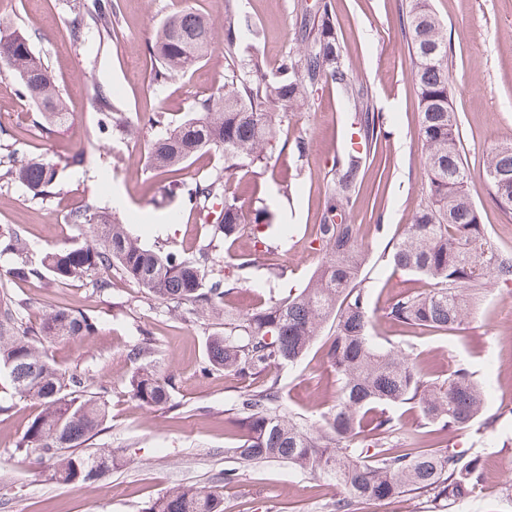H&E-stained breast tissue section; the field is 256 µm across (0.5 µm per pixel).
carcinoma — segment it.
I'll return each mask as SVG.
<instances>
[{
    "label": "carcinoma",
    "instance_id": "carcinoma-1",
    "mask_svg": "<svg viewBox=\"0 0 512 512\" xmlns=\"http://www.w3.org/2000/svg\"><path fill=\"white\" fill-rule=\"evenodd\" d=\"M406 22L417 61L422 165V198L395 243L393 271L428 283L423 291L407 290L389 301L384 317L415 335L451 332L462 324L488 287L512 282V254L499 249L488 236L469 192L457 114L448 111L450 74L443 25L428 0H408ZM112 0H81L72 18L74 43L94 29L99 38L112 40ZM245 24L233 0H224V51L231 75L214 94L195 102L193 112L175 125L166 113L154 112L148 123L165 128L148 146L151 169L169 175L165 192L182 197L202 215L222 206L224 217L211 225L207 250L196 254L152 249L141 243L115 212L86 204L72 215L75 224L97 228L95 243L62 247L45 255L35 267L18 229L0 227V254L15 257L9 274L27 279L50 273L60 282L95 278V288L112 289V276L136 284L151 299L177 311L184 306L208 315L224 306V297L247 279L252 260L241 258L234 273L208 278L210 251L231 237L251 236L253 246L272 251L260 224L263 208L245 218L226 197L224 172L265 163L279 145L283 129L280 111L309 103L322 84H334L361 101L356 113L358 132L370 147L377 146L385 117L370 111L364 89L356 88L358 75L342 62L341 46L332 10L327 4L316 12H301L304 47L284 55L274 71L264 70L257 55L243 60L238 45ZM217 37L211 19L186 8L163 20L149 48L156 69L153 80L164 84L194 66L208 54ZM0 75L17 79L21 97L33 103L49 125L73 119L51 68L35 53L29 37L17 30L0 29ZM101 127L110 136L130 132L124 113L112 93L99 89ZM211 150L224 155V167L187 179L183 171L191 160ZM486 172L512 174V144L488 154ZM370 166L367 158L349 153L336 158L327 187L315 240L320 263L299 294L270 301L263 307L224 312V335L208 344L202 371L222 369L242 379L262 372L269 377L248 392L238 408L237 421L245 438L230 449L240 463L279 461L303 472L319 473L336 486L330 512H362L364 505L399 497L405 492L435 501L456 502L475 497L484 489V463L447 444L422 448L424 432L405 429L386 413V407L412 403L420 419L436 431H457L474 425L484 407L480 383L466 366L459 365L441 382L425 379L423 368L405 349L373 342V307L363 286L365 243L361 225L351 221L348 202L362 185ZM25 186L35 196H49L57 187L56 165L36 159L19 148L0 160V179ZM497 205L512 213L511 194L501 182L488 178ZM331 334L326 362L336 377V400L323 414L320 427L306 425L285 411L278 376L307 352L325 324ZM97 324L80 311L58 307L44 314L37 325L24 307L0 298V393L29 400L40 410L16 442V450H37L52 462V478L62 484L88 482L112 470V451L88 450V441L109 417L110 388L79 368L62 369L49 349L59 342L79 344L96 335ZM132 398L141 406L166 405L172 382L147 363L128 380ZM235 468L224 470L214 485L176 486L153 499L144 512H224V484L239 479Z\"/></svg>",
    "mask_w": 512,
    "mask_h": 512
}]
</instances>
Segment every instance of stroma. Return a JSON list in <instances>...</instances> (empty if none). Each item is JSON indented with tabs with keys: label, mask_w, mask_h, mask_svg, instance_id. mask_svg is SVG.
<instances>
[{
	"label": "stroma",
	"mask_w": 512,
	"mask_h": 512,
	"mask_svg": "<svg viewBox=\"0 0 512 512\" xmlns=\"http://www.w3.org/2000/svg\"><path fill=\"white\" fill-rule=\"evenodd\" d=\"M317 2L236 0L256 31L243 37L241 56L258 55L266 68H273L296 48L301 6ZM327 2L335 13L344 64L367 86L371 108L387 118L386 136L372 164L381 172V182H366L348 203L357 224L369 223L373 200H380L384 211V230L370 232L366 239L364 267V284L379 310L396 292L424 287L420 281L407 283L389 265L424 183L407 0ZM115 3L116 39L101 42L90 30L77 44L68 22L78 10V0H0V19L30 34L74 112L71 124L45 125L35 106L20 97L15 79L0 77V155L18 139L29 154L48 156L58 171V192L45 198L20 183L0 180V225L20 228L36 262L52 249L92 242V226L71 223L70 212L88 203L111 206L116 190L126 200L120 217L147 245L191 252L208 241L203 220H190L182 199L166 197V180L146 166L144 150L159 133L147 122L150 113L185 117L197 99L223 85L228 73L224 44L215 41L189 73L156 85L148 46L173 11L172 0ZM429 4L447 31L452 101L460 119L470 194L491 240L512 252V214L495 203L485 170L487 153L512 142V0ZM97 84L111 89L136 127L133 136L119 139L100 133L93 103ZM354 112L352 101L339 88L320 86L307 107L282 112L289 138H302L306 144L304 160L287 150L268 163L226 175V187L243 213L266 208L274 248L241 283L237 305L259 307L270 295L284 297L307 285L318 264L319 253L312 247L314 226L321 219L333 161L364 146ZM79 142L88 144L89 151L83 164L74 165L70 150ZM283 226L292 231L289 239L278 234ZM273 264L287 266L286 276L272 277ZM13 265L12 256L0 255V291L23 303L28 314L35 317L68 307L96 322L95 336L81 344H57L53 355L60 366H77L111 383V415L92 443L112 450L116 462L110 472L86 483L52 480L50 461L15 450L39 410L33 402L15 400L9 412L0 413V512H141L169 488L208 486L233 467L241 476L224 488V512H330L336 489L326 478L280 462L241 467L229 457V449L243 435L232 413L248 386L220 370L201 371L208 338L223 333V318L172 313L123 281L99 292L87 279L64 284L49 275L19 280L9 274ZM507 293L503 285L489 288L460 329L449 334L414 335L375 319V343L402 344L429 379L446 378L462 363L484 386L483 423L449 435L448 441L467 454L482 456L487 483L482 496L447 507L405 494L368 505L364 512H512V497L501 492L503 483L512 480V301ZM328 338L321 333L303 359L279 372L285 409L314 425L320 424L335 396L334 375L324 359ZM135 345L151 349L158 373L171 377L170 404L144 407L131 399L127 380L137 364L128 351Z\"/></svg>",
	"instance_id": "stroma-1"
}]
</instances>
